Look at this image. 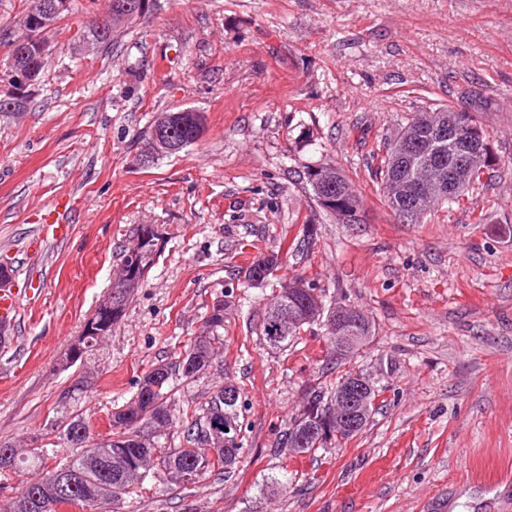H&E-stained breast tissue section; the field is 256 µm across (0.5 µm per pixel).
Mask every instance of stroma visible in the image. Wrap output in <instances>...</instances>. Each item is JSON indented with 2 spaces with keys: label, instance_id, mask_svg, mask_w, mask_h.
Returning a JSON list of instances; mask_svg holds the SVG:
<instances>
[{
  "label": "stroma",
  "instance_id": "stroma-1",
  "mask_svg": "<svg viewBox=\"0 0 512 512\" xmlns=\"http://www.w3.org/2000/svg\"><path fill=\"white\" fill-rule=\"evenodd\" d=\"M161 3L111 53H53L28 110L0 112V262L18 268L19 303L0 351V443L41 432L81 376L92 386L76 410L106 432L108 410L227 292L220 365L174 386L242 389L235 473L187 488L151 474L148 495L114 512H427L434 497L512 512V0ZM447 101L484 130L492 166L461 204L400 222L371 156ZM182 109L204 113L200 139L139 165L153 116ZM323 162L354 184L360 223L322 214L299 183ZM140 224L161 225L164 253L111 336L62 369ZM277 246L273 283L251 285L255 248ZM293 275L372 320L354 358L330 361L317 325L266 346L259 317ZM349 371L379 391L365 429L305 457L278 447L307 392ZM273 478L287 491L265 494Z\"/></svg>",
  "mask_w": 512,
  "mask_h": 512
}]
</instances>
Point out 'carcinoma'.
Masks as SVG:
<instances>
[{
  "mask_svg": "<svg viewBox=\"0 0 512 512\" xmlns=\"http://www.w3.org/2000/svg\"><path fill=\"white\" fill-rule=\"evenodd\" d=\"M29 5L23 17L25 35L15 38L10 33L0 35V42L8 48V68L15 77L9 81L14 93L5 101H0V112H24L30 103L29 87L33 79L29 72L36 71V76L44 72L47 55L38 48L39 35L43 32L55 38L66 36L65 42L70 50L79 53L85 46L92 44L104 53L112 51L114 37L127 31L134 24L129 20L122 27L112 30L93 26L85 20L84 15L73 11L72 0H28ZM176 115L174 134L180 140L181 148L195 143L204 131L203 114L179 110L168 115ZM489 149L482 150L475 162V169L462 179L454 192L446 197L434 196L422 201L417 206L414 222H419L427 212L443 205L452 206L460 203L469 192L471 185L480 180L483 169L489 166ZM399 176L423 178V174L401 168V162L392 151V144L382 145L381 157L374 171V177L380 181L382 188ZM320 211L325 214L334 210L322 202V195L313 182L304 173L299 175ZM137 252L129 254L123 249L120 264L122 278L135 279L139 284L148 280V275L156 261L165 250L166 238H160L153 232L152 225L137 226ZM280 251L266 249L258 251L245 268V277L254 285L266 283L279 268L276 259ZM316 286H311V293L288 295L282 288L265 305L260 318V330H265L268 315L272 311H287L294 315L295 323L285 331L284 337L274 345L276 349H286L301 335V330L319 322L317 317L318 302L322 295H313ZM131 295L112 301V313L104 314L98 310L85 322L84 328H93V332L83 334L82 348L77 359L82 357L104 338L112 335V328L119 324L126 314ZM360 322L350 325L348 335L353 337L345 358H351L372 336V323L362 311H357ZM224 328V313L217 310V305L206 306L203 333L189 339L177 359L169 363L154 365L138 377L135 383L134 398L108 414L109 434L112 443L107 446L92 445L87 434L91 433L90 424L82 416L73 413L69 405L81 399L83 388L74 386L62 398V410L58 411L56 420L46 426L45 432L29 439V443L0 444V474L16 473L20 470L37 469L39 473L20 487L14 489L8 481H0V489L13 491L6 500L3 512H42L41 504H49L47 512H60L74 502L96 509L94 497L99 485H112V502L119 503L132 496L142 495L144 480L134 479L131 473L139 470L160 469L166 479L175 485L180 484L179 475L184 471H193L198 481L212 476L230 474L237 467L240 459L243 438V422L240 421L239 405L217 404L216 396L206 393L186 399L174 398L173 378L180 376L185 380H194L211 368L212 361L218 359L223 337L219 330ZM336 388L311 390L300 412L290 421L288 428L280 435L277 446L288 447L295 433L301 429L311 431L306 443L294 448L293 454H310L334 438L327 424L334 420L331 407ZM222 411L221 421L232 424L236 433L230 440L227 452H221L215 458L207 453L208 434L211 420L217 411ZM180 424L178 434L171 433L174 423ZM60 440L73 448L71 455L57 458L55 441ZM73 482L75 491L65 498L55 494L54 486L48 482L52 476Z\"/></svg>",
  "mask_w": 512,
  "mask_h": 512,
  "instance_id": "carcinoma-1",
  "label": "carcinoma"
}]
</instances>
